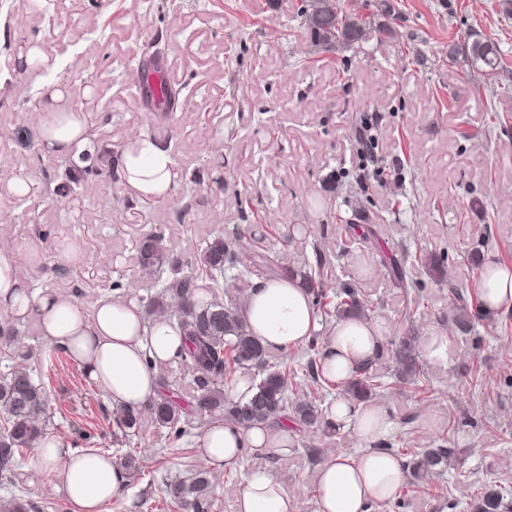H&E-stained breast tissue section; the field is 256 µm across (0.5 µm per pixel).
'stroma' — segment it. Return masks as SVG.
I'll use <instances>...</instances> for the list:
<instances>
[{
	"label": "stroma",
	"mask_w": 512,
	"mask_h": 512,
	"mask_svg": "<svg viewBox=\"0 0 512 512\" xmlns=\"http://www.w3.org/2000/svg\"><path fill=\"white\" fill-rule=\"evenodd\" d=\"M150 2L53 0L42 11L34 0H0V186L20 170L43 192L27 201L0 193V250L13 253L33 290L71 297L89 313L104 300L147 308L152 283L140 274L137 244L151 234L185 273L208 241L234 232L238 246L260 238L291 261L325 256L335 288L368 297L369 320L383 330L376 367L385 376L395 373L388 352L399 337L448 339L446 359L422 363L428 391L397 382L370 400L387 413L385 439L430 448L447 434L455 450L448 469L424 487L402 484L396 502L371 512H469L470 495L491 480L512 492V310L477 311L485 259L512 265V14L504 0H347L393 33L331 55L308 35L283 36L302 0H177L163 11ZM476 36L499 41L506 72L490 79L449 58L452 45ZM32 42L51 68L10 67ZM147 50L166 57L172 86L191 88L177 111H149L134 87ZM48 84L88 114L89 160L43 150ZM367 115L378 150L365 165L356 150ZM142 134L168 151L179 175L199 170L200 184L179 178L162 198L131 192L115 161ZM67 175L81 207L57 196ZM349 224L373 230L369 253L344 251ZM67 240L81 244V263L59 259ZM418 252L438 261L412 271L424 295L419 307L391 273L393 262ZM461 305L476 314L467 334L454 322ZM0 324L18 332L13 352L30 356L48 393L47 432L62 450L141 461L123 497L101 512H183L164 503L162 482L198 470L197 438L223 413L190 416L174 442L146 418L136 444H125L111 401L67 353H48L36 317L0 312ZM363 448L345 423L331 439L311 430L295 448L246 450L240 467L210 473L212 512H237L248 472L278 482L294 512H316L319 465ZM36 456L25 449L15 474L0 476V499L72 512L47 491Z\"/></svg>",
	"instance_id": "obj_1"
}]
</instances>
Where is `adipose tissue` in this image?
Returning a JSON list of instances; mask_svg holds the SVG:
<instances>
[{
  "label": "adipose tissue",
  "mask_w": 512,
  "mask_h": 512,
  "mask_svg": "<svg viewBox=\"0 0 512 512\" xmlns=\"http://www.w3.org/2000/svg\"><path fill=\"white\" fill-rule=\"evenodd\" d=\"M45 95L40 142L52 154H69L86 140L84 117L62 107L64 93L59 87H47ZM115 172L134 193L145 197L167 196L176 177L169 153L148 135L126 144ZM478 290L485 312L511 310L512 266L487 258ZM0 311L35 316L43 335L61 346L115 405L142 408L157 399L158 365L182 350L181 336L166 319L145 324L136 304L106 302L89 314L69 298L34 294L7 252H0ZM243 314L256 339L270 349L299 346L318 328L309 294L288 276L258 282L247 295ZM381 340L378 326L372 323L359 318L340 321L321 356L324 376L335 381L350 377L373 359ZM329 418L336 423L356 422L367 448L360 455H334L321 464L317 512H367L369 506L393 500L405 471L399 458L377 447L388 427L385 413L339 401L331 406ZM275 445L264 428L224 422L199 436L198 459L216 470L235 468L242 463L245 449L268 450ZM37 462L51 472L53 490L74 512H100L103 503L121 497L126 487V474L111 456L86 450L65 455L48 435L40 440ZM238 512H292V503L278 483L256 472L242 484Z\"/></svg>",
  "instance_id": "adipose-tissue-1"
}]
</instances>
